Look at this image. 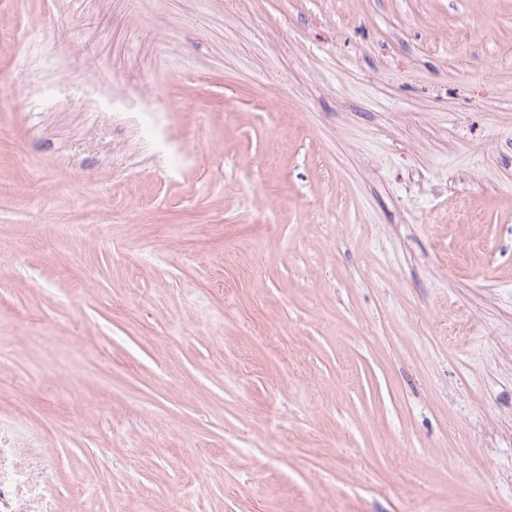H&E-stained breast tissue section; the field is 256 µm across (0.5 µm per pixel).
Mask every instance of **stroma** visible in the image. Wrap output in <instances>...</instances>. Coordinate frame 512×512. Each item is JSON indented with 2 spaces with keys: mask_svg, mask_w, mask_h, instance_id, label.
<instances>
[{
  "mask_svg": "<svg viewBox=\"0 0 512 512\" xmlns=\"http://www.w3.org/2000/svg\"><path fill=\"white\" fill-rule=\"evenodd\" d=\"M0 425L61 512H512V0H0Z\"/></svg>",
  "mask_w": 512,
  "mask_h": 512,
  "instance_id": "1",
  "label": "stroma"
}]
</instances>
